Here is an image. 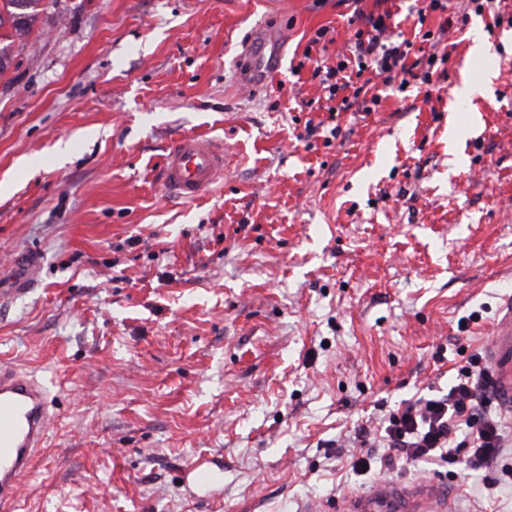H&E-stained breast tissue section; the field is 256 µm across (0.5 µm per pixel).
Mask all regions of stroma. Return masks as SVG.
Returning <instances> with one entry per match:
<instances>
[{
	"label": "stroma",
	"mask_w": 512,
	"mask_h": 512,
	"mask_svg": "<svg viewBox=\"0 0 512 512\" xmlns=\"http://www.w3.org/2000/svg\"><path fill=\"white\" fill-rule=\"evenodd\" d=\"M413 5L57 0L38 16L0 75V286L38 260L0 302V360L53 398L16 512H345L426 482L455 512H512V446L470 475L381 446L391 414L486 350L512 283V27L447 30L438 97L380 84L368 113L328 112L302 61L326 26L335 65L356 11L413 38ZM262 26L284 55L251 90L237 58ZM188 135L229 158L192 201L162 176Z\"/></svg>",
	"instance_id": "obj_1"
}]
</instances>
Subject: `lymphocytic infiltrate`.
Here are the masks:
<instances>
[{
	"label": "lymphocytic infiltrate",
	"instance_id": "1",
	"mask_svg": "<svg viewBox=\"0 0 512 512\" xmlns=\"http://www.w3.org/2000/svg\"><path fill=\"white\" fill-rule=\"evenodd\" d=\"M448 0H422L413 25L414 39L395 33L390 12L359 14L352 19L353 34L349 54L339 55L335 65L316 64L326 101L342 112L351 107L376 111L378 95L370 94L373 79L389 84L399 76L417 74L421 84L430 85L434 75L444 71L448 52L438 51L439 40L426 23L434 13H445ZM426 46L421 56H412L414 41ZM479 357H472L461 367L446 395L422 404L406 405L392 415L386 429L385 445L401 452L407 459L445 462L457 460L464 471L477 472L497 461L504 446V436L496 420L483 416L481 393L486 373ZM468 429L467 446L455 441L458 426Z\"/></svg>",
	"mask_w": 512,
	"mask_h": 512
}]
</instances>
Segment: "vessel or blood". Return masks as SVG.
<instances>
[{
    "label": "vessel or blood",
    "mask_w": 512,
    "mask_h": 512,
    "mask_svg": "<svg viewBox=\"0 0 512 512\" xmlns=\"http://www.w3.org/2000/svg\"><path fill=\"white\" fill-rule=\"evenodd\" d=\"M255 44L273 45L267 64H259L251 51H243L241 82L255 89L279 67L280 37L271 31L255 30ZM227 156L222 145L197 136H185L169 147L163 163L166 187L184 199L195 198L223 174ZM489 359L493 368V397L503 410L512 412V294L507 295L492 327ZM49 389L11 364L0 362V512H15L17 482L29 470L52 421ZM431 484L413 487L400 498L392 485L379 486L354 502L352 512H425L435 500Z\"/></svg>",
    "instance_id": "1"
}]
</instances>
